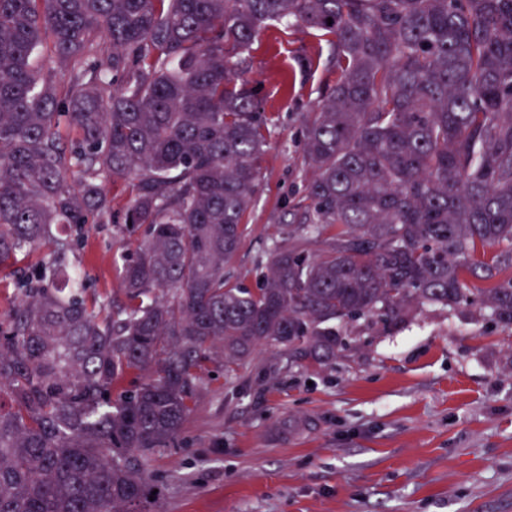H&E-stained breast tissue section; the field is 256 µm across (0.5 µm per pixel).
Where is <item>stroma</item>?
I'll list each match as a JSON object with an SVG mask.
<instances>
[{
	"label": "stroma",
	"mask_w": 512,
	"mask_h": 512,
	"mask_svg": "<svg viewBox=\"0 0 512 512\" xmlns=\"http://www.w3.org/2000/svg\"><path fill=\"white\" fill-rule=\"evenodd\" d=\"M270 119L261 190L230 283L257 287L303 195L302 124L336 83L318 32L270 24L245 72ZM69 262L118 297L117 223L86 225ZM329 366L259 347L236 374L214 361L177 447L141 459L151 512H512V329L427 307L391 333L361 320Z\"/></svg>",
	"instance_id": "stroma-1"
}]
</instances>
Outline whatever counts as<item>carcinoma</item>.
I'll return each mask as SVG.
<instances>
[{"mask_svg":"<svg viewBox=\"0 0 512 512\" xmlns=\"http://www.w3.org/2000/svg\"><path fill=\"white\" fill-rule=\"evenodd\" d=\"M279 21L339 77L252 290L224 280L268 145L243 69ZM107 183L122 233L145 228L110 305L52 233L112 222ZM45 247L0 320V512H146L139 458L177 444L214 355L327 365L336 325L426 304L511 328L512 0H0V264Z\"/></svg>","mask_w":512,"mask_h":512,"instance_id":"cac0c4a2","label":"carcinoma"}]
</instances>
